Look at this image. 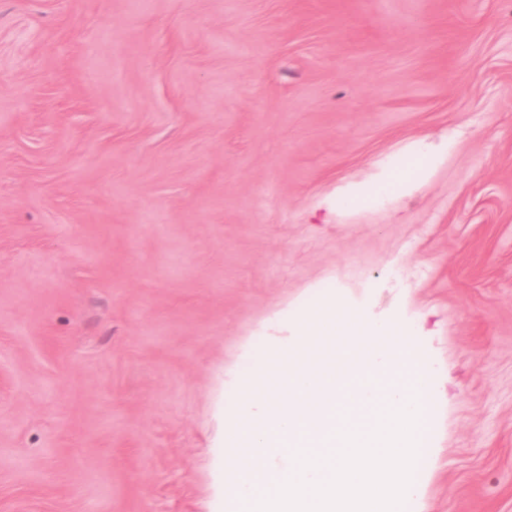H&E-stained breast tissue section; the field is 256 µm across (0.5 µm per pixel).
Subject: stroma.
<instances>
[{"label": "stroma", "instance_id": "1", "mask_svg": "<svg viewBox=\"0 0 512 512\" xmlns=\"http://www.w3.org/2000/svg\"><path fill=\"white\" fill-rule=\"evenodd\" d=\"M330 296L432 368L413 512H512V0H0V512H221Z\"/></svg>", "mask_w": 512, "mask_h": 512}]
</instances>
